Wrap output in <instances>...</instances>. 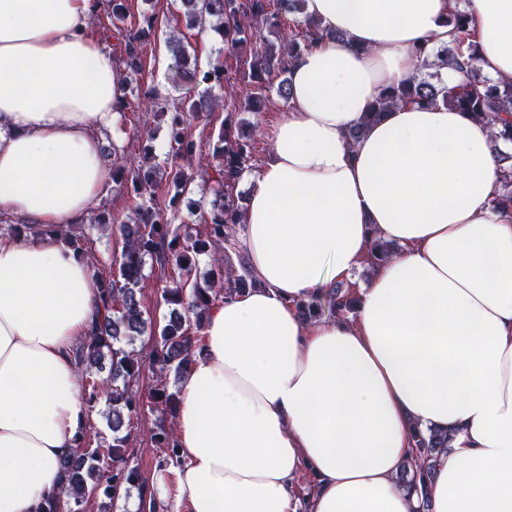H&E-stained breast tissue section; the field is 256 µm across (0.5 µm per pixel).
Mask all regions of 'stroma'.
I'll list each match as a JSON object with an SVG mask.
<instances>
[{"instance_id": "obj_1", "label": "stroma", "mask_w": 512, "mask_h": 512, "mask_svg": "<svg viewBox=\"0 0 512 512\" xmlns=\"http://www.w3.org/2000/svg\"><path fill=\"white\" fill-rule=\"evenodd\" d=\"M143 12L156 13L159 27L144 48L145 68L142 76L126 90V105L118 114L117 131L114 136L103 139L104 144L116 147L118 161L126 166L137 164L144 135H152L158 159H165L170 150L167 120L147 111L145 93L152 92L159 98L177 103L184 99L198 98L206 90L205 85L200 83H173L174 60L166 44L170 33H178L184 42L189 43L200 62L215 58L222 47L221 42L204 39L199 30L187 28L179 0H128L129 19H137ZM278 85V80H271L266 91L268 103L264 111L253 112L243 107L238 113L239 120L253 134V164L257 167L262 166L270 156L273 150L272 129L285 113V102L278 94ZM223 118V112L217 111L207 117H193L189 120L191 132L200 141L191 161L193 170L198 174L210 169L214 163L211 141L216 138ZM161 425L172 432L177 429L175 417L148 407L141 409L139 415L131 421L134 443L130 462L140 468L149 486L159 495L164 492L160 483L162 472L158 468L162 454L154 447L151 436Z\"/></svg>"}]
</instances>
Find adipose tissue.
<instances>
[{
  "mask_svg": "<svg viewBox=\"0 0 512 512\" xmlns=\"http://www.w3.org/2000/svg\"><path fill=\"white\" fill-rule=\"evenodd\" d=\"M456 0H305L322 34L289 71L239 242L257 288L215 303L178 389L171 512H512V207L492 127L398 105L358 140ZM94 0H0V212L75 224L98 198L124 73ZM479 66L512 80V0H468ZM398 255L367 263L372 239ZM353 285V313L297 301ZM100 308L56 239H0V512H40L86 403L72 348ZM447 432L425 498L398 476ZM313 480L301 491L303 476Z\"/></svg>",
  "mask_w": 512,
  "mask_h": 512,
  "instance_id": "adipose-tissue-1",
  "label": "adipose tissue"
}]
</instances>
